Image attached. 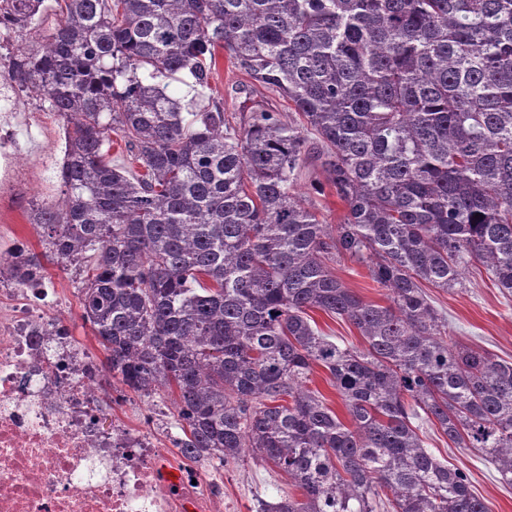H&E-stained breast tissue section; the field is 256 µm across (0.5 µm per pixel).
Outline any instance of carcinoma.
<instances>
[{"mask_svg": "<svg viewBox=\"0 0 512 512\" xmlns=\"http://www.w3.org/2000/svg\"><path fill=\"white\" fill-rule=\"evenodd\" d=\"M54 2L47 29L46 0H0V37H41L5 76L65 126L61 198L31 202L43 252L16 277L74 270L112 374L172 396L186 459L288 475L299 495L260 512H489L419 431L512 486V361L449 341L425 286L480 264L512 293V0ZM220 49L298 121L256 103L232 125L218 99L167 94L205 96ZM114 132L144 172L112 162ZM308 167L335 224L299 192ZM338 258L389 304L346 288ZM315 365L351 424L306 387ZM325 216L329 224H335L343 215L344 207L342 203L336 198V195L331 193L326 188L325 193L321 196L312 198V202ZM329 266L333 274L347 288H351L365 300L381 305L387 303L386 291L377 288L376 284L371 281L365 266L347 258H343L337 263H330ZM308 314L315 321L318 330L325 336H333V340L336 342H341L340 339H343L346 344H351L359 349L366 345L360 332L348 322L320 310H309Z\"/></svg>", "mask_w": 512, "mask_h": 512, "instance_id": "cac0c4a2", "label": "carcinoma"}]
</instances>
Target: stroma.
Wrapping results in <instances>:
<instances>
[{"instance_id": "obj_1", "label": "stroma", "mask_w": 512, "mask_h": 512, "mask_svg": "<svg viewBox=\"0 0 512 512\" xmlns=\"http://www.w3.org/2000/svg\"><path fill=\"white\" fill-rule=\"evenodd\" d=\"M211 86L215 97L223 101L230 121H238L243 106L252 99L268 102L283 120L295 117L287 100L255 83L227 56H219ZM14 101L26 114L27 123L15 129L11 138L29 176L23 186L0 187V249L22 241L29 250L38 252L42 245L30 222L29 203L35 199L55 201L60 197L56 170L63 158V122L44 111L35 98L18 94ZM330 269L365 300L386 304L385 290L371 281L365 266L344 258L331 263ZM45 284L56 289L60 308L70 319L73 336L93 353H100V346L82 320L80 292L72 275L50 263L46 266ZM428 294L435 307L447 317L452 339L502 359H512V294L497 288L484 268H470L464 275L463 287L450 291L432 288ZM426 438L429 448L442 462L468 475L472 490L485 501L490 512H512V487L502 483L492 464L474 450L449 446L437 428H427ZM207 467L217 471L224 480V504L229 512H256L258 500L275 501L291 490L286 474L249 458L224 468L211 461Z\"/></svg>"}]
</instances>
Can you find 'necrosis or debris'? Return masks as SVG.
Listing matches in <instances>:
<instances>
[{"label": "necrosis or debris", "instance_id": "obj_1", "mask_svg": "<svg viewBox=\"0 0 512 512\" xmlns=\"http://www.w3.org/2000/svg\"><path fill=\"white\" fill-rule=\"evenodd\" d=\"M57 301L0 263V512H224L222 480L164 453L171 406L110 415L103 360L53 333Z\"/></svg>", "mask_w": 512, "mask_h": 512}]
</instances>
